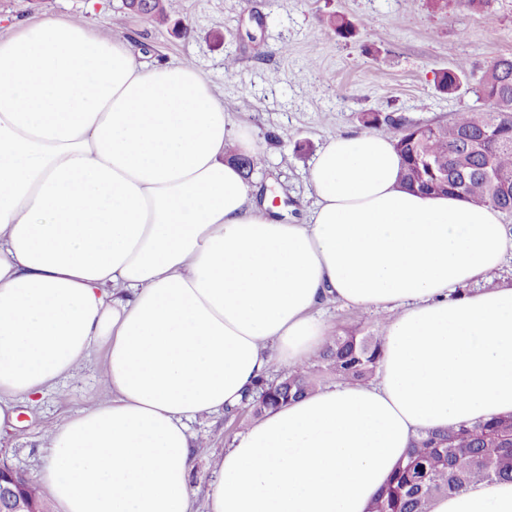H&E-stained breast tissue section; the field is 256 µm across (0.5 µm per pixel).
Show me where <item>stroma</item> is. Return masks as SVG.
Listing matches in <instances>:
<instances>
[{
    "label": "stroma",
    "mask_w": 512,
    "mask_h": 512,
    "mask_svg": "<svg viewBox=\"0 0 512 512\" xmlns=\"http://www.w3.org/2000/svg\"><path fill=\"white\" fill-rule=\"evenodd\" d=\"M156 25L128 13L122 0H0V38L42 19L70 18L103 38L129 39L149 65L193 64L214 86L235 128L259 152L250 185L284 197L288 220L306 223L315 206L307 172L317 150L339 134L362 131L366 112L429 121L480 107L475 93L490 62L512 54V0H166ZM354 22L344 38L330 16ZM370 27H361L362 19ZM235 59L226 67V59ZM469 64L461 88L439 90L440 71ZM328 335L362 323L382 334L376 313L333 301L316 309ZM104 347L73 376L38 396H20L17 435L0 440V462L40 480L51 429L105 400ZM257 421L250 406L191 420L194 456L188 483L195 512H207L216 462L234 436Z\"/></svg>",
    "instance_id": "1"
}]
</instances>
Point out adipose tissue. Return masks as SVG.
Masks as SVG:
<instances>
[{
    "mask_svg": "<svg viewBox=\"0 0 512 512\" xmlns=\"http://www.w3.org/2000/svg\"><path fill=\"white\" fill-rule=\"evenodd\" d=\"M256 154L191 64L47 18L0 40V437L105 345L106 402L50 432L61 512H193L186 422L303 367L323 301L386 316L380 377L270 411L217 462L209 512H367L423 431L512 414L501 212L400 184L390 135L330 139L305 224L257 204ZM429 512H512V481Z\"/></svg>",
    "mask_w": 512,
    "mask_h": 512,
    "instance_id": "adipose-tissue-1",
    "label": "adipose tissue"
}]
</instances>
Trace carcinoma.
I'll use <instances>...</instances> for the list:
<instances>
[{"instance_id":"1","label":"carcinoma","mask_w":512,"mask_h":512,"mask_svg":"<svg viewBox=\"0 0 512 512\" xmlns=\"http://www.w3.org/2000/svg\"><path fill=\"white\" fill-rule=\"evenodd\" d=\"M137 15L146 21H165L163 0L139 4ZM466 73L465 61L440 72L439 88L455 93ZM480 92L485 107L454 112L448 119L417 122L367 112L361 121L367 129L392 135L404 188L456 196L512 215V194L497 189L499 183L512 186V54L490 63ZM382 353V337L365 334L361 326L330 336L322 349V364L283 378L292 393L282 391L279 383L261 381L251 405L261 415L308 395L324 368L343 382H366L375 375ZM493 478L512 481V416L431 431L413 440L369 512H429L433 498Z\"/></svg>"}]
</instances>
